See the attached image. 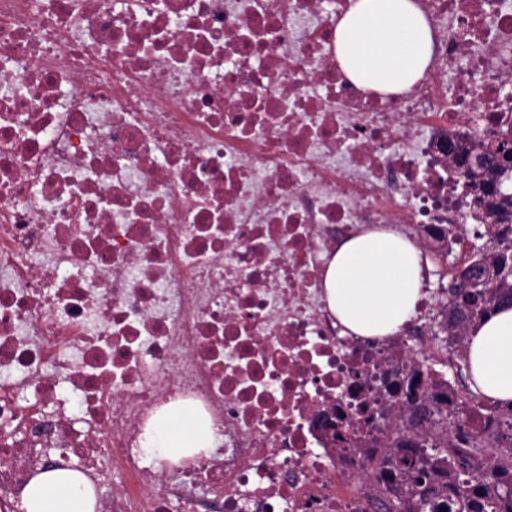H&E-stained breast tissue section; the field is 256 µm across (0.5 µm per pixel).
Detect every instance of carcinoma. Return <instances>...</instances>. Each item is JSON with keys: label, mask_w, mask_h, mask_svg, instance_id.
Wrapping results in <instances>:
<instances>
[{"label": "carcinoma", "mask_w": 512, "mask_h": 512, "mask_svg": "<svg viewBox=\"0 0 512 512\" xmlns=\"http://www.w3.org/2000/svg\"><path fill=\"white\" fill-rule=\"evenodd\" d=\"M497 145L508 166L500 192L486 206L489 248L474 249L465 268L495 270V279L480 282L474 288L451 283L442 288L441 332L454 340L467 338L476 322L491 316L507 302L512 303V131L477 135L464 154ZM427 376L428 390L419 394L404 386L406 377L394 375L388 383L390 394L402 396L411 404L405 428L430 429L433 435L421 440L393 438L383 458L380 484L390 497L394 512H512V446L499 455L488 457L496 476L489 480L474 463L475 456L487 452L490 440L512 431V405L502 406L482 398L493 414L472 447L462 448L451 437L453 417L468 407L470 398L452 384L433 377V371H413L410 377Z\"/></svg>", "instance_id": "obj_1"}]
</instances>
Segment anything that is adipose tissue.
I'll use <instances>...</instances> for the list:
<instances>
[{
	"instance_id": "1",
	"label": "adipose tissue",
	"mask_w": 512,
	"mask_h": 512,
	"mask_svg": "<svg viewBox=\"0 0 512 512\" xmlns=\"http://www.w3.org/2000/svg\"><path fill=\"white\" fill-rule=\"evenodd\" d=\"M336 59L360 89H410L431 61L430 27L415 0H351L336 22ZM424 280L421 252L406 237L373 228L344 240L329 261L327 303L344 329L381 338L402 330L414 314ZM473 390L512 402V306L476 323L467 336ZM149 447L180 460L210 451L217 439L208 419L187 407L161 409L145 429ZM92 481L83 472L50 467L32 475L20 512H96Z\"/></svg>"
}]
</instances>
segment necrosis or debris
<instances>
[{
    "label": "necrosis or debris",
    "mask_w": 512,
    "mask_h": 512,
    "mask_svg": "<svg viewBox=\"0 0 512 512\" xmlns=\"http://www.w3.org/2000/svg\"><path fill=\"white\" fill-rule=\"evenodd\" d=\"M418 2L431 66L384 95L336 62L350 0H0V512L44 448L117 475L104 512H377L439 303L340 335L328 261L468 223L441 145L512 126V0ZM178 400L220 437L182 464L143 444Z\"/></svg>",
    "instance_id": "obj_1"
}]
</instances>
